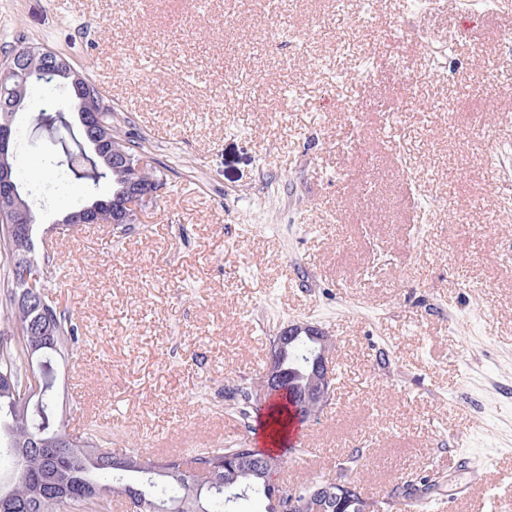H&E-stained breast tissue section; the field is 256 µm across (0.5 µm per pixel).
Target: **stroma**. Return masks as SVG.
<instances>
[{"mask_svg":"<svg viewBox=\"0 0 512 512\" xmlns=\"http://www.w3.org/2000/svg\"><path fill=\"white\" fill-rule=\"evenodd\" d=\"M22 38L93 80L164 179L140 223L64 229L110 192L50 164L79 125L67 87L30 88L13 118L59 244L46 287L84 327L56 363L57 414L148 454L262 447L227 390L259 396L277 333L309 322L340 375L280 481L344 477L380 504L422 472L453 512H512V13L0 0V67ZM61 102L68 128L35 134Z\"/></svg>","mask_w":512,"mask_h":512,"instance_id":"1","label":"stroma"}]
</instances>
